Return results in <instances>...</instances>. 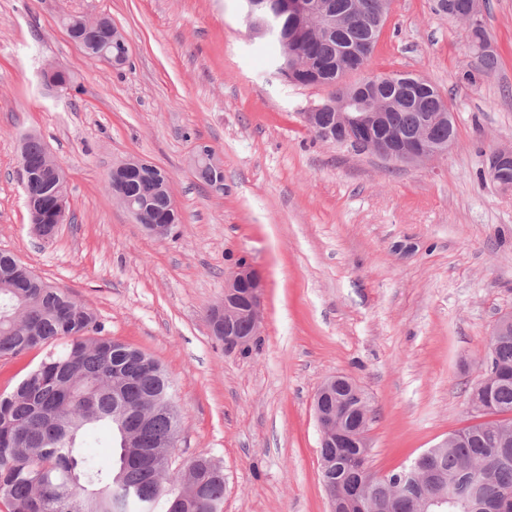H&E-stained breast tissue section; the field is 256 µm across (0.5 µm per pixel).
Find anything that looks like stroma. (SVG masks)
Wrapping results in <instances>:
<instances>
[{
	"label": "stroma",
	"instance_id": "1",
	"mask_svg": "<svg viewBox=\"0 0 512 512\" xmlns=\"http://www.w3.org/2000/svg\"><path fill=\"white\" fill-rule=\"evenodd\" d=\"M67 14L112 20L127 64L87 56ZM485 23L490 74L433 0H394L369 71L345 76L411 73L451 102L454 146L395 165L314 136L301 114L330 88L275 75L240 0H0V251L164 366L184 409L175 458L223 469L224 512H330L312 404L330 376L370 402L376 472L474 424L470 388L512 314V192L483 174L512 145V0H487ZM50 65L71 90H47ZM28 131L68 177L71 220L48 240L21 183ZM200 144L224 161L223 192L188 166ZM126 156L169 173L182 215L171 236H149L113 198L107 174ZM242 257L265 282L245 355L208 319Z\"/></svg>",
	"mask_w": 512,
	"mask_h": 512
}]
</instances>
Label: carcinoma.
Masks as SVG:
<instances>
[{"instance_id": "1", "label": "carcinoma", "mask_w": 512, "mask_h": 512, "mask_svg": "<svg viewBox=\"0 0 512 512\" xmlns=\"http://www.w3.org/2000/svg\"><path fill=\"white\" fill-rule=\"evenodd\" d=\"M111 20L79 30L88 47L108 48ZM288 17L275 22L268 42L274 63L284 59ZM372 38L358 23L343 33L299 42L312 58L307 69L291 77L304 86H334L351 72L367 69L372 55L341 56V47ZM445 110L440 91L430 82L414 105L386 113L394 130H410ZM46 146L34 134L23 141L20 156L30 173L42 170ZM194 175L217 192L224 174L213 165V149L200 145ZM127 193L153 220L170 217L169 196L152 176L127 184ZM16 256L0 252V358L46 349L8 394H0V502L7 512H222L224 472L198 456L174 466L182 411L172 382L160 364L143 351L108 336L103 322L85 304L35 275H23ZM496 372L484 388L473 387L470 408L492 420L467 426L429 448L409 465L404 484L385 480L360 483L350 469L322 480L343 484L366 499L374 512H408L407 501L423 492L418 479L426 471L446 474L479 502L512 493V329L490 338L481 368ZM126 401L149 405L148 431L124 447L123 428L135 427L131 414L122 421L112 414ZM100 429L112 435V466L103 468L84 450L86 437Z\"/></svg>"}]
</instances>
